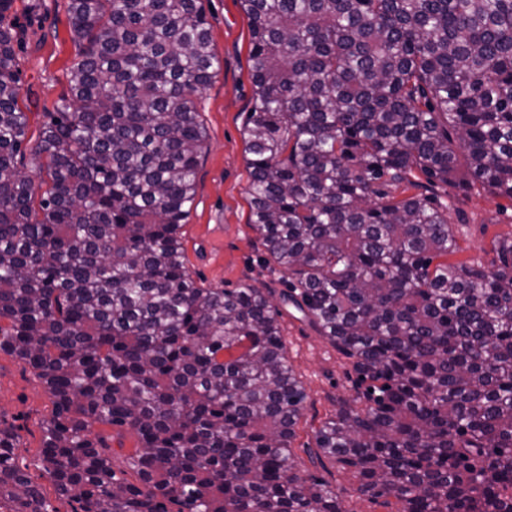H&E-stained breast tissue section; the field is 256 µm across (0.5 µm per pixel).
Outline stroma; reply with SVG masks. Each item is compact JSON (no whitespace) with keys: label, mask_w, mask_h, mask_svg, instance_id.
Listing matches in <instances>:
<instances>
[{"label":"stroma","mask_w":512,"mask_h":512,"mask_svg":"<svg viewBox=\"0 0 512 512\" xmlns=\"http://www.w3.org/2000/svg\"><path fill=\"white\" fill-rule=\"evenodd\" d=\"M28 0H15L13 13L27 29L18 55L21 69L19 105L29 116L31 132H38L45 113L54 111L67 92L68 70L77 55L66 12L67 0H40L29 14ZM212 47L219 70L199 96V110L207 131L204 154L196 174V197L182 227L187 266L207 288H236L252 284L269 291L281 311L286 355L304 384L308 398L297 436L294 462L302 474L328 481L340 493L346 512H385L358 490L355 474L333 461L319 463L308 450L314 433L340 404L355 395L348 360L320 336L282 293L288 274L269 263L250 214L248 172L243 125L251 106L250 31L240 0H203ZM461 247V262L489 263L495 238L512 234V201L487 191L458 195L448 211ZM49 393L33 370L18 358L0 352V420L21 436L20 461L45 493L50 481L42 476L38 459L42 448L41 422L50 413Z\"/></svg>","instance_id":"35a3bbf8"}]
</instances>
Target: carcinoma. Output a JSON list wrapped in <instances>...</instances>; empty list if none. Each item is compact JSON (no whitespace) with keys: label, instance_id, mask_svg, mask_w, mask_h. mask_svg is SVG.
Instances as JSON below:
<instances>
[{"label":"carcinoma","instance_id":"cac0c4a2","mask_svg":"<svg viewBox=\"0 0 512 512\" xmlns=\"http://www.w3.org/2000/svg\"><path fill=\"white\" fill-rule=\"evenodd\" d=\"M0 0V351L52 400L73 512H343L299 473L305 388L263 289L182 242L219 67L202 0H67L78 56L37 136ZM249 224L356 397L316 448L396 512H512V236L459 250L441 185L512 200V0H241ZM46 175L35 183L26 163ZM419 189L402 198L391 188ZM98 427L137 445L118 473ZM0 421V512H59ZM176 510H170V507Z\"/></svg>","mask_w":512,"mask_h":512}]
</instances>
